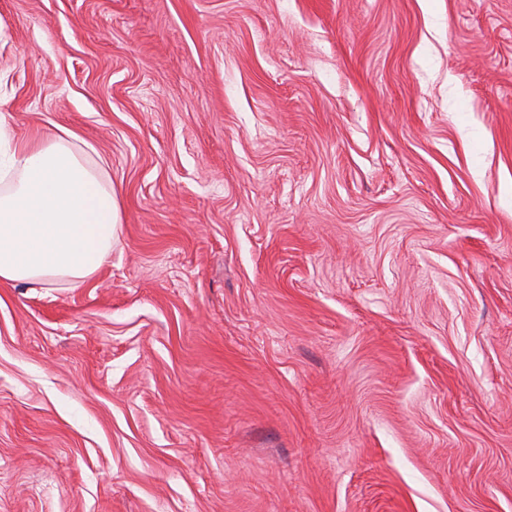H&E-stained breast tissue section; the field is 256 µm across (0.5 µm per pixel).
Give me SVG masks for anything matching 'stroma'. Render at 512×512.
Wrapping results in <instances>:
<instances>
[{"mask_svg": "<svg viewBox=\"0 0 512 512\" xmlns=\"http://www.w3.org/2000/svg\"><path fill=\"white\" fill-rule=\"evenodd\" d=\"M7 137L120 225L0 284V512H512V0H0Z\"/></svg>", "mask_w": 512, "mask_h": 512, "instance_id": "stroma-1", "label": "stroma"}]
</instances>
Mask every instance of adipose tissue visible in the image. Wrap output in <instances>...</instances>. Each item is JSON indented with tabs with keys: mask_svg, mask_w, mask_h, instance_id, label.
<instances>
[{
	"mask_svg": "<svg viewBox=\"0 0 512 512\" xmlns=\"http://www.w3.org/2000/svg\"><path fill=\"white\" fill-rule=\"evenodd\" d=\"M75 139L59 126L0 148V283L75 288L107 262L118 201Z\"/></svg>",
	"mask_w": 512,
	"mask_h": 512,
	"instance_id": "obj_1",
	"label": "adipose tissue"
}]
</instances>
